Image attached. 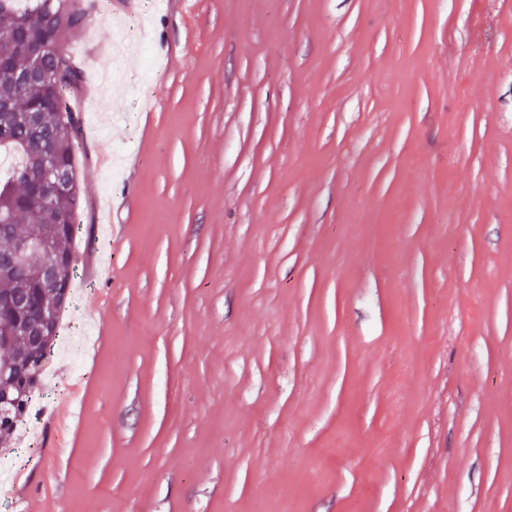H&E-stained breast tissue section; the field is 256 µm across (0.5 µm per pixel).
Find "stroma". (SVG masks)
<instances>
[{"mask_svg": "<svg viewBox=\"0 0 512 512\" xmlns=\"http://www.w3.org/2000/svg\"><path fill=\"white\" fill-rule=\"evenodd\" d=\"M85 4L0 512H512V0ZM39 385V383H38ZM38 385H30L29 389L24 393V395L18 400L17 404L12 408V414L9 419L0 418V440L3 438V443H7L8 438L17 429L23 425L25 421L26 411L35 396L36 392H38Z\"/></svg>", "mask_w": 512, "mask_h": 512, "instance_id": "1", "label": "stroma"}]
</instances>
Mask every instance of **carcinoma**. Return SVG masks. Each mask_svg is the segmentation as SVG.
Returning a JSON list of instances; mask_svg holds the SVG:
<instances>
[{
	"label": "carcinoma",
	"instance_id": "obj_1",
	"mask_svg": "<svg viewBox=\"0 0 512 512\" xmlns=\"http://www.w3.org/2000/svg\"><path fill=\"white\" fill-rule=\"evenodd\" d=\"M34 17L39 24L53 31L58 45L49 57L48 67L56 74V83L61 94L51 104H46L47 93L42 86L33 83L25 89L17 85L14 70L26 66L25 60L15 57L14 68L0 70V103H10L19 110H27L37 104L46 108L41 114V124L54 133L53 151L58 160L68 169H75L76 155L83 145V118L78 116L77 124L69 127L60 120V114L73 113L70 98L81 82V73L67 51L71 38L86 26L87 13L80 0H35L33 6L23 12L0 11V29L11 28L18 19ZM39 131L27 122L13 121L10 127V142L0 144V153L14 158V164L7 170L5 178H0V208L12 213L14 234L33 235L45 231L50 224H60L57 233V247L72 251V243L79 233L80 225L76 216L82 204L81 190H75L57 198L53 207L39 208L26 198L27 185L23 173L34 172L42 164V156L26 146L37 137ZM38 392V386L31 385L12 408L9 418H0V439L8 440L25 421L26 411Z\"/></svg>",
	"mask_w": 512,
	"mask_h": 512
}]
</instances>
